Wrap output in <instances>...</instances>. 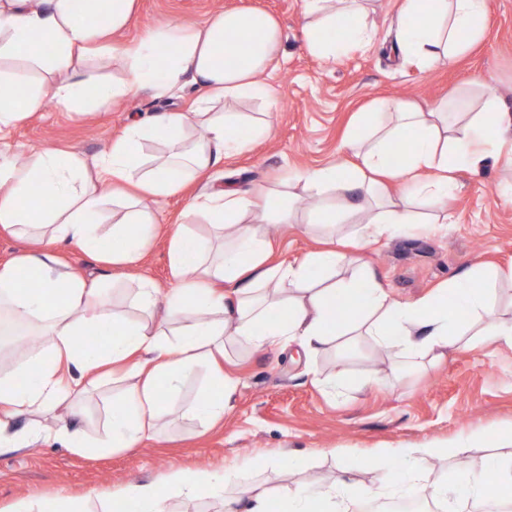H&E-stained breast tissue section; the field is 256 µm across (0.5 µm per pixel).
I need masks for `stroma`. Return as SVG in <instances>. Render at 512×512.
I'll list each match as a JSON object with an SVG mask.
<instances>
[{
	"label": "stroma",
	"mask_w": 512,
	"mask_h": 512,
	"mask_svg": "<svg viewBox=\"0 0 512 512\" xmlns=\"http://www.w3.org/2000/svg\"><path fill=\"white\" fill-rule=\"evenodd\" d=\"M373 45L327 63L302 45L299 22L303 0H138L125 39L143 37L172 21L203 22L218 9L250 8L274 16L283 31V56L263 81L270 100L228 104L241 113V129L253 121L270 126L251 149L226 158L208 178L188 184L177 195L157 199L150 208L158 223L138 267L103 269L91 255L64 249L66 261L82 273L114 282L112 303L131 321L141 313L126 290L139 278L169 289L172 272L169 239L191 199L206 190L230 187L242 193L258 185L275 186L290 171L347 159L343 144L348 126L363 106L401 98L422 108L462 91L489 89L512 110V0H486L487 33L483 41L449 68L428 72L394 51L397 0H362ZM177 107H195L194 96L171 101L141 92L118 106L94 114L48 104L44 112L19 123L7 140L18 156L56 150L94 156L131 121ZM512 167L488 164L480 175L460 170L448 198L453 222L445 230L386 233L371 243L365 259L392 296L415 300L476 265H512ZM306 208H296L290 223L267 224L271 262L302 260L327 240L308 224ZM230 368L241 378L221 423L206 428L187 408L209 383L205 370L187 379L172 398L154 438L136 448L110 449L89 457L70 443L51 439L0 454V512H22L43 501L61 507L97 489L117 490L144 478H164L177 469L240 470L242 481L269 489L284 485L320 486L338 480L368 483L376 473L358 467L359 458L383 448L447 447L469 430L483 440L454 457L430 461L424 477L435 480L485 478L498 450L512 446V348L480 342L449 349L435 364L404 372L385 386L386 354L370 339L360 341L347 367L353 382L343 394L325 384L336 372V355L305 354L298 344L279 350L234 347ZM319 381H312V374ZM340 449L337 457L327 456ZM288 450L305 456L302 469L256 471L251 462Z\"/></svg>",
	"instance_id": "35a3bbf8"
}]
</instances>
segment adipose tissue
Listing matches in <instances>:
<instances>
[{
    "instance_id": "ef3b65f1",
    "label": "adipose tissue",
    "mask_w": 512,
    "mask_h": 512,
    "mask_svg": "<svg viewBox=\"0 0 512 512\" xmlns=\"http://www.w3.org/2000/svg\"><path fill=\"white\" fill-rule=\"evenodd\" d=\"M136 0H0V88H18L0 103V134L45 108L92 111L118 105L137 90L159 98L197 93L196 111L169 110L128 124L97 157L44 150L17 159L0 144V234L24 236L32 246L0 263V325L37 330L44 342L13 369L0 372V452L40 438L79 439L80 452L135 448L156 431L164 398L198 366H207L212 389L193 412L208 424L229 409L238 381L224 369L227 345L255 349L295 342L310 353L346 354L370 338L401 371L424 359L438 360L466 337L482 336L512 348V321L497 315L494 290L508 271L475 267L443 288L412 302L393 298L364 261L363 250L387 231H407L424 221L449 223L448 194L458 170H479L501 156L512 114L495 95L463 123L448 120V107L420 110L402 99L381 101L359 112L345 140L356 165L333 163L295 170L289 190L266 187L242 194L219 189L195 197L190 212L208 219L219 245L206 244L187 225L169 241L174 284L160 290L139 280L133 299L143 314L129 323L111 311L112 291L103 278L74 271L60 246L85 251L107 268L132 269L147 250L157 219L150 201L178 194L187 180L224 158L249 150L230 113L213 106L265 95L262 75L279 60L283 33L276 19L246 8L219 9L201 23L180 21L138 40L123 34ZM349 22L343 39L325 32L337 16ZM301 33L307 50L326 61L371 39L359 0H304ZM248 42L242 60L225 63L224 41ZM486 34L484 0H400L397 44L425 68L452 65ZM118 52L124 74L95 78L90 59ZM160 147L148 155L146 144ZM110 185L104 194L102 185ZM48 207L30 203L32 191ZM311 203L318 227L354 224L344 251L313 253L299 262L269 264L262 225L286 222L299 195ZM111 232H103L104 218ZM31 271L32 284L18 278ZM350 271L347 279L337 270ZM320 278H313V271ZM97 336L94 345L83 344ZM128 379L121 398L108 405L100 438L84 437L81 403L106 374ZM50 414L53 425L40 423ZM447 448H395L374 464L377 482L362 486L363 500L387 491L432 500L448 499L447 481L419 483ZM496 483L464 481L459 494L477 504L502 501L512 487V452L496 457ZM237 484L227 495L229 484ZM222 500L224 512H335V487L297 484L270 493L259 484L236 483L232 471L178 470L164 482L137 481L118 494L98 493L101 508L112 499L133 502L137 512H166L169 494Z\"/></svg>"
}]
</instances>
